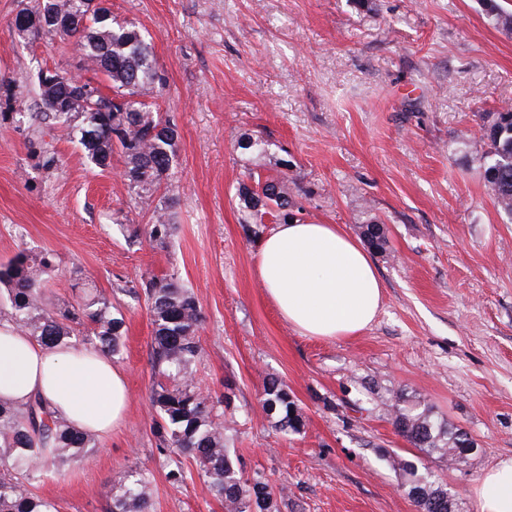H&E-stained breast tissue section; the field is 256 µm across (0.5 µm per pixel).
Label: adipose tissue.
I'll return each instance as SVG.
<instances>
[{
  "instance_id": "1",
  "label": "adipose tissue",
  "mask_w": 512,
  "mask_h": 512,
  "mask_svg": "<svg viewBox=\"0 0 512 512\" xmlns=\"http://www.w3.org/2000/svg\"><path fill=\"white\" fill-rule=\"evenodd\" d=\"M256 273L281 317L306 336L357 335L382 306L373 260L338 224L277 225L260 244ZM37 395L68 424L102 436L123 422L129 404L122 371L100 353L50 351L0 327V400L20 405ZM475 495L478 512H512V457L483 474Z\"/></svg>"
}]
</instances>
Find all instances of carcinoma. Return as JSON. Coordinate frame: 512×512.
Returning a JSON list of instances; mask_svg holds the SVG:
<instances>
[{"instance_id":"obj_1","label":"carcinoma","mask_w":512,"mask_h":512,"mask_svg":"<svg viewBox=\"0 0 512 512\" xmlns=\"http://www.w3.org/2000/svg\"><path fill=\"white\" fill-rule=\"evenodd\" d=\"M42 10L68 23L58 36L75 39L84 66L94 77L66 76L59 84H39L40 106L34 118L68 124L87 161L100 170L112 165V155L120 154L132 195L142 202L151 199L176 165L178 139L174 118L157 109L166 80L151 42L135 25L118 20L110 11L103 17L87 13L81 0H39L35 13ZM99 75L112 84V95L102 93L95 80ZM83 87L91 88L95 96L83 97ZM63 94L70 97V111H53ZM159 126L165 133H153ZM482 130L491 145L484 177L499 211L512 221V109L496 113ZM249 179L271 196L256 211L248 200L247 185H241L238 197L244 223L262 224L268 218L282 224L295 218L287 175L264 179L251 172ZM173 208L171 198L155 207L146 228L149 240L163 244L170 238ZM360 229L373 251L386 250L384 225L371 221ZM55 271L54 257L48 252H21L1 263L0 286L7 291L9 306L0 310V321L48 349L70 346L74 338L86 336L97 352L111 359L118 356L124 319L113 314L112 300L93 288L73 303L49 302L44 285ZM144 294L153 325L152 361L158 376L151 403L159 416L158 451L171 465L169 481H185L181 458L188 457L214 497L224 502L226 512H268V483L259 475H245L224 445L228 397L203 394L194 383L193 367L201 353L198 331L203 322L194 294L173 276L148 280ZM262 403L275 430L299 433L304 428L303 410L281 380L266 381ZM390 408L397 433L414 447L437 450L454 461L461 456L462 431L435 420L426 404L398 391ZM93 448L94 434L64 422L45 399L34 397L21 405L0 400V512H56L54 504L34 493L31 486L48 467L59 472L80 467ZM399 466L411 476V490L420 491L413 496L420 512H448V488L433 472L419 470L408 459L399 460ZM152 484L150 471H130L112 492L111 512H150Z\"/></svg>"}]
</instances>
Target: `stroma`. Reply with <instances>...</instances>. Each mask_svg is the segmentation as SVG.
<instances>
[{
  "instance_id": "stroma-1",
  "label": "stroma",
  "mask_w": 512,
  "mask_h": 512,
  "mask_svg": "<svg viewBox=\"0 0 512 512\" xmlns=\"http://www.w3.org/2000/svg\"><path fill=\"white\" fill-rule=\"evenodd\" d=\"M22 1L36 5L0 0V263L51 252V302L76 301L85 277L105 292L125 321L129 390L124 423L36 492L57 512H109L111 486L144 467L153 512H225L192 460L176 487L157 451L143 283L172 274L204 315L194 379L230 397L225 444L268 481L271 512H417L401 458L478 512L479 479L512 457V222L484 179L481 136L487 115L512 108V30L485 0H111L151 36L167 78L159 110L178 124L166 190L177 224L161 246L121 156L99 170L66 126L31 121L40 72L83 68L73 43L15 34ZM246 136L266 153L240 149ZM256 170L287 173L304 222L384 224L388 250L372 256L383 305L359 335H302L261 288L256 256L274 225L242 223L238 199ZM271 378L302 407L301 433L277 432L263 410ZM401 389L477 452L451 464L398 435L388 402Z\"/></svg>"
}]
</instances>
